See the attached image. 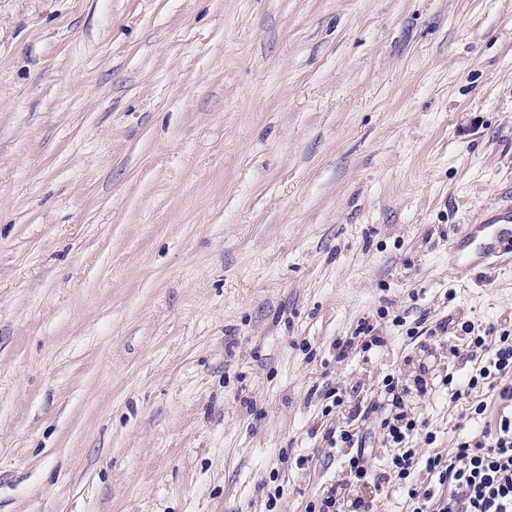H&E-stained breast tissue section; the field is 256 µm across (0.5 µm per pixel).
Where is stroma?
I'll return each instance as SVG.
<instances>
[{
	"instance_id": "obj_1",
	"label": "stroma",
	"mask_w": 512,
	"mask_h": 512,
	"mask_svg": "<svg viewBox=\"0 0 512 512\" xmlns=\"http://www.w3.org/2000/svg\"><path fill=\"white\" fill-rule=\"evenodd\" d=\"M510 206L512 0H0V512H405L326 433L512 327ZM510 217L505 216L500 224H479L467 241L475 243V250L480 257L493 253L497 248L505 246L507 242H512V225ZM373 325L368 322H363L357 331L354 332V336L345 337L344 340H340L336 343L337 360H343L350 354L357 351L360 348L361 351L366 352L373 349V347H382L386 344L385 339L382 336L370 335L374 331ZM361 334L368 336H360ZM368 338V340H367ZM344 498L341 496L339 486H332L320 496L310 501L306 506V512H337L338 506Z\"/></svg>"
}]
</instances>
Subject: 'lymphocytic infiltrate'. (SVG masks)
I'll return each mask as SVG.
<instances>
[{
  "mask_svg": "<svg viewBox=\"0 0 512 512\" xmlns=\"http://www.w3.org/2000/svg\"><path fill=\"white\" fill-rule=\"evenodd\" d=\"M464 331L468 338L462 350L475 368L465 378L449 377L445 383L450 401L464 403L465 416L471 419L487 409L478 398L484 389L512 401V333L504 330L490 338L471 324ZM426 427V421L402 412L380 420L374 434L393 452L378 470L371 465L363 434L346 426L326 438L330 445L349 448L345 464L359 483L373 484L379 491L397 486L411 512H512V413L501 414L493 430L460 432L451 452L423 457L411 448L410 440L421 430L427 442H434ZM418 469L429 477L426 486L410 480Z\"/></svg>",
  "mask_w": 512,
  "mask_h": 512,
  "instance_id": "f902f5d3",
  "label": "lymphocytic infiltrate"
}]
</instances>
